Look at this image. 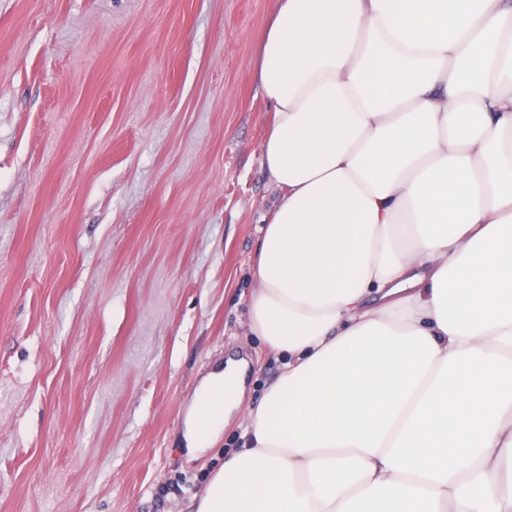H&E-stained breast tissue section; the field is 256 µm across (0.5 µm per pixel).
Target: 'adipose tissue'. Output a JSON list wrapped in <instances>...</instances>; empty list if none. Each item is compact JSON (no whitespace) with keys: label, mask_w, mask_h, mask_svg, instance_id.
I'll list each match as a JSON object with an SVG mask.
<instances>
[{"label":"adipose tissue","mask_w":512,"mask_h":512,"mask_svg":"<svg viewBox=\"0 0 512 512\" xmlns=\"http://www.w3.org/2000/svg\"><path fill=\"white\" fill-rule=\"evenodd\" d=\"M247 329L179 441L196 512H512V0H279Z\"/></svg>","instance_id":"1"}]
</instances>
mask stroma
I'll return each instance as SVG.
<instances>
[{
	"mask_svg": "<svg viewBox=\"0 0 512 512\" xmlns=\"http://www.w3.org/2000/svg\"><path fill=\"white\" fill-rule=\"evenodd\" d=\"M277 0H0V512H193L237 447L175 446L243 357Z\"/></svg>",
	"mask_w": 512,
	"mask_h": 512,
	"instance_id": "obj_1",
	"label": "stroma"
}]
</instances>
